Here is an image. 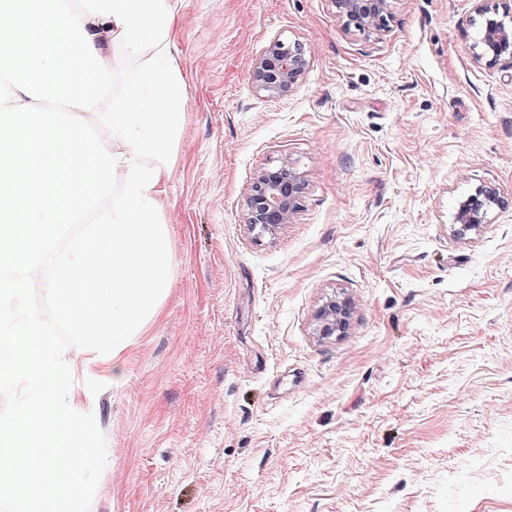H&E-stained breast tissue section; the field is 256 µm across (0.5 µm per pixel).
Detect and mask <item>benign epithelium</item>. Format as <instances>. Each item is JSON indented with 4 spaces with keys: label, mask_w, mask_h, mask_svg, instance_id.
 Returning a JSON list of instances; mask_svg holds the SVG:
<instances>
[{
    "label": "benign epithelium",
    "mask_w": 512,
    "mask_h": 512,
    "mask_svg": "<svg viewBox=\"0 0 512 512\" xmlns=\"http://www.w3.org/2000/svg\"><path fill=\"white\" fill-rule=\"evenodd\" d=\"M480 19V38L474 43V59L488 66L512 68V15L496 12L489 0H473ZM393 0H334L336 18L347 31L367 36L389 27ZM309 61L298 43L275 40L254 62L252 82L270 99H285L300 86ZM306 182L288 157L275 166H261L254 173L247 200V225L261 238L275 236L293 223ZM497 201L493 190L478 189L458 202L453 215L454 232L463 235L486 223L490 205ZM350 326L346 299L332 298L315 315V334L322 338L344 335Z\"/></svg>",
    "instance_id": "1"
}]
</instances>
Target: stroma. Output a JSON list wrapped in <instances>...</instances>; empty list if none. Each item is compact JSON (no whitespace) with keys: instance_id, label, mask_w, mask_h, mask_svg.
<instances>
[{"instance_id":"stroma-1","label":"stroma","mask_w":512,"mask_h":512,"mask_svg":"<svg viewBox=\"0 0 512 512\" xmlns=\"http://www.w3.org/2000/svg\"><path fill=\"white\" fill-rule=\"evenodd\" d=\"M187 86L163 193L171 284L119 369L88 362L94 512H512V69L475 62L472 0H176ZM301 43L297 91L252 66ZM306 179L254 238L255 169ZM500 198L454 233L458 200ZM348 300L341 336L316 310ZM393 0H334L336 17L346 31L367 36L386 31L393 18ZM309 61L299 43L275 40L254 62L252 82L270 99H285L300 86ZM350 306L345 298H330L315 315V334L322 338L344 335L350 326Z\"/></svg>"}]
</instances>
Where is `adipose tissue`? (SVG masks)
Returning <instances> with one entry per match:
<instances>
[{"instance_id": "obj_1", "label": "adipose tissue", "mask_w": 512, "mask_h": 512, "mask_svg": "<svg viewBox=\"0 0 512 512\" xmlns=\"http://www.w3.org/2000/svg\"><path fill=\"white\" fill-rule=\"evenodd\" d=\"M0 384L22 387L13 420L0 424V499L19 512H92L83 475L99 459L91 411L56 392L89 357L118 361L156 314L171 282L161 196L174 163L186 85L177 65L175 0H0ZM135 65L113 93L108 49ZM59 101L62 115L47 112ZM88 217L60 248L41 225ZM51 260L56 317L75 343L59 349L28 303ZM55 486L43 500L42 486Z\"/></svg>"}]
</instances>
